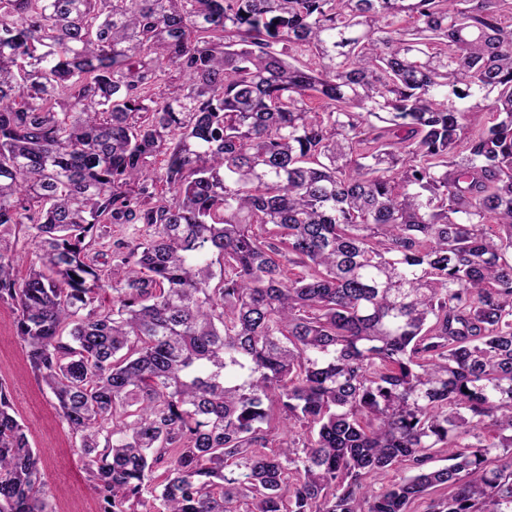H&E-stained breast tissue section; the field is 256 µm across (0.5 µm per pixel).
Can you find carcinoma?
<instances>
[{"label":"carcinoma","mask_w":512,"mask_h":512,"mask_svg":"<svg viewBox=\"0 0 512 512\" xmlns=\"http://www.w3.org/2000/svg\"><path fill=\"white\" fill-rule=\"evenodd\" d=\"M0 303L100 512H512V0H0ZM145 235V227L142 224H114L111 227L110 236L99 240L91 252L95 256V265L102 270V274L110 273L112 265L115 263V251L117 242H130Z\"/></svg>","instance_id":"obj_1"}]
</instances>
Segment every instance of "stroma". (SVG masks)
<instances>
[{"instance_id":"35a3bbf8","label":"stroma","mask_w":512,"mask_h":512,"mask_svg":"<svg viewBox=\"0 0 512 512\" xmlns=\"http://www.w3.org/2000/svg\"><path fill=\"white\" fill-rule=\"evenodd\" d=\"M14 313L0 304V383L7 386L14 409L40 454L54 512H99V500L75 449V440L58 417L15 337Z\"/></svg>"}]
</instances>
